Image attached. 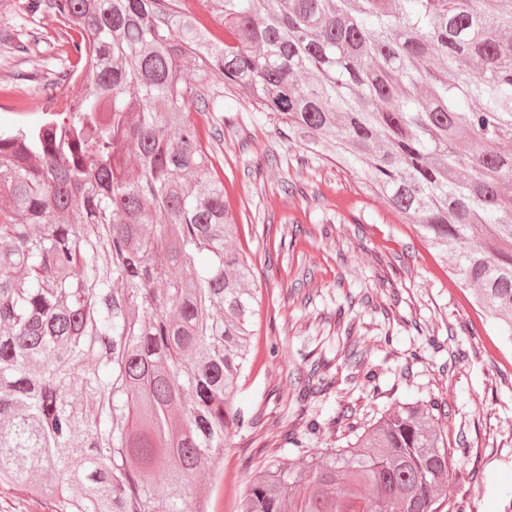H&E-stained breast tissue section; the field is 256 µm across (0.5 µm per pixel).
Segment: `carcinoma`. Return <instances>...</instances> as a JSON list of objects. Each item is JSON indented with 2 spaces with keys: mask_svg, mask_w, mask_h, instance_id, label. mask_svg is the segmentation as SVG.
<instances>
[{
  "mask_svg": "<svg viewBox=\"0 0 512 512\" xmlns=\"http://www.w3.org/2000/svg\"><path fill=\"white\" fill-rule=\"evenodd\" d=\"M199 2L209 25L192 0H22L59 28L19 51L45 42L68 72L62 113L0 130V498L221 512L259 304L193 117L227 95L360 168L512 344V0ZM335 383L314 365L300 391ZM439 409L399 402L301 467L275 455L235 512H462Z\"/></svg>",
  "mask_w": 512,
  "mask_h": 512,
  "instance_id": "obj_1",
  "label": "carcinoma"
}]
</instances>
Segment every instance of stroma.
<instances>
[{
  "label": "stroma",
  "instance_id": "35a3bbf8",
  "mask_svg": "<svg viewBox=\"0 0 512 512\" xmlns=\"http://www.w3.org/2000/svg\"><path fill=\"white\" fill-rule=\"evenodd\" d=\"M19 6L0 0L4 129L39 121L67 69L48 52L16 50L29 30L56 28L51 15L25 17ZM224 112L232 121L216 124L212 145L261 300L238 396L246 422L224 457L227 508L276 449L302 463L309 453L346 446L352 426L392 404L420 399L448 412L442 423L453 467L464 475L450 484V496L465 500L467 512H512V346L491 353L494 331L461 277L330 150L306 151L275 120H256L239 98H226ZM260 153L272 167L255 170ZM349 324L376 368L372 381L351 378ZM314 363L336 383L304 402L294 380ZM341 404L352 407L350 421L337 420ZM311 418L317 429H309Z\"/></svg>",
  "mask_w": 512,
  "mask_h": 512
}]
</instances>
